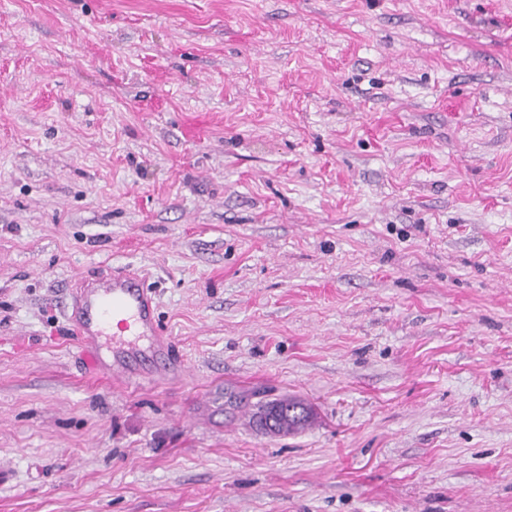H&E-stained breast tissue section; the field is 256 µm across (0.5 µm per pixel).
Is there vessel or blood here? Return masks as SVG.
Instances as JSON below:
<instances>
[{
  "mask_svg": "<svg viewBox=\"0 0 512 512\" xmlns=\"http://www.w3.org/2000/svg\"><path fill=\"white\" fill-rule=\"evenodd\" d=\"M69 323L78 339L82 358L94 373L111 376L124 385L138 384L140 377L123 361H107L105 354L114 347H136L149 343L167 364L177 355L155 317V303L139 275L124 269L86 281L71 297ZM120 334H113V327Z\"/></svg>",
  "mask_w": 512,
  "mask_h": 512,
  "instance_id": "obj_1",
  "label": "vessel or blood"
}]
</instances>
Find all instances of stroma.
Here are the masks:
<instances>
[{
	"label": "stroma",
	"instance_id": "stroma-1",
	"mask_svg": "<svg viewBox=\"0 0 512 512\" xmlns=\"http://www.w3.org/2000/svg\"><path fill=\"white\" fill-rule=\"evenodd\" d=\"M117 268L179 373L84 368ZM0 464V512H512V0H0ZM142 279L129 270L113 269L110 274L86 281L82 288L76 289L70 302L69 323L87 368L126 386L138 384L141 377L121 360L109 364L104 349L113 352L115 346L134 348L146 341L168 365L177 364L174 345L160 330L154 298ZM114 322L124 335L112 334ZM113 329L118 331L115 323ZM286 404L289 408L293 409H299L298 415H293L291 417H288L287 421H284L282 423L288 425V430L285 432V434H288L289 432L298 430L300 428H303L309 421L311 417V410L309 407H307L304 403L300 401H292V400H278V401H272L265 404H262L258 407V412L256 413L257 417V425L263 429L264 431L268 433H273L278 429L279 426V419L282 414H286L287 410H282L279 407L270 408L269 410H266L268 407H270L273 404H278L280 406H283L281 404ZM266 410L265 412H263ZM263 412V413H262ZM262 413V414H261Z\"/></svg>",
	"mask_w": 512,
	"mask_h": 512
}]
</instances>
